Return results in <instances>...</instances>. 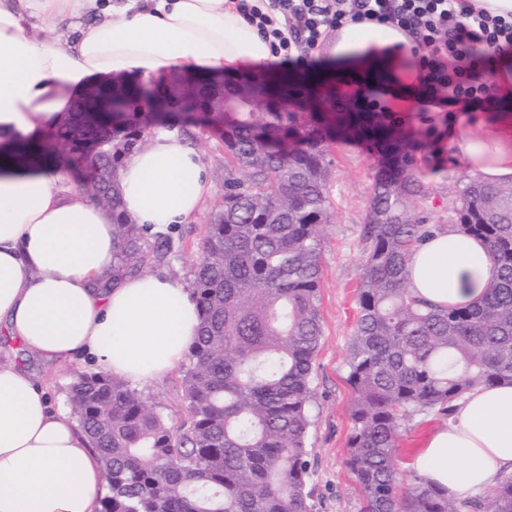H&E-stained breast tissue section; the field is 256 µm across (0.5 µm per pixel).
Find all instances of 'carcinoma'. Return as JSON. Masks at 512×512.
I'll return each instance as SVG.
<instances>
[{"mask_svg": "<svg viewBox=\"0 0 512 512\" xmlns=\"http://www.w3.org/2000/svg\"><path fill=\"white\" fill-rule=\"evenodd\" d=\"M177 71L164 84L89 87L74 110L23 158L87 166V185L112 209V277L151 274L171 252L169 230L127 222L117 181L127 155L165 124L174 107L204 120L246 180L224 179V208L208 225L188 290L199 326L182 366L187 428L174 426L129 381L78 372L72 417L98 454L108 494L100 512H316L307 489V432L314 356L322 335V239L331 224L328 144L365 139L384 154L365 224V274L348 355L354 392L347 467L363 512H512V475L489 493L451 499L419 482L398 495L396 451L412 413L449 404L475 386L512 384V181L470 176L456 208L463 233L488 248L492 273L474 305L438 308L409 288L408 259L439 229L412 219L423 178L442 170L451 112H337L273 98L243 102L222 90L224 111H207L208 92Z\"/></svg>", "mask_w": 512, "mask_h": 512, "instance_id": "1", "label": "carcinoma"}]
</instances>
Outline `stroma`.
<instances>
[{
  "instance_id": "stroma-1",
  "label": "stroma",
  "mask_w": 512,
  "mask_h": 512,
  "mask_svg": "<svg viewBox=\"0 0 512 512\" xmlns=\"http://www.w3.org/2000/svg\"><path fill=\"white\" fill-rule=\"evenodd\" d=\"M181 133L202 156L212 181V192L193 220L171 230L172 252L161 267L163 273L176 276L186 285L201 254L206 229L222 209L224 179L230 162L219 137L195 126L184 127ZM326 160L333 223L322 244L319 288L322 336L312 376L315 398L307 437L312 472L309 487L317 512H361L362 494L345 464L353 429L354 400L348 383L347 357L358 316L357 287L365 274L363 229L371 186L382 157L361 145L343 142L330 148ZM466 178V172L454 165L428 177V197L410 203L413 218L427 224L456 223L457 202ZM0 346L17 351L20 363L35 375L56 408L66 406L73 374L95 368L87 358L70 362L64 368L44 364L23 351L19 342L3 334H0ZM181 377V371H174L145 386L143 393L175 425L184 427L189 423V415ZM444 420L442 413L428 410L413 413L404 421L397 449L400 490H407L416 481L415 459Z\"/></svg>"
}]
</instances>
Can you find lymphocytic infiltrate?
Returning <instances> with one entry per match:
<instances>
[{
    "label": "lymphocytic infiltrate",
    "mask_w": 512,
    "mask_h": 512,
    "mask_svg": "<svg viewBox=\"0 0 512 512\" xmlns=\"http://www.w3.org/2000/svg\"><path fill=\"white\" fill-rule=\"evenodd\" d=\"M275 54L295 66L308 62L345 21H388L410 38L423 66L421 110L469 106L489 98L492 83L470 64L512 48V14L475 7L472 0H234Z\"/></svg>",
    "instance_id": "lymphocytic-infiltrate-1"
}]
</instances>
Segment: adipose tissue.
<instances>
[{"label":"adipose tissue","instance_id":"ef3b65f1","mask_svg":"<svg viewBox=\"0 0 512 512\" xmlns=\"http://www.w3.org/2000/svg\"><path fill=\"white\" fill-rule=\"evenodd\" d=\"M76 21L72 37L33 33ZM409 39L388 22H346L326 53L325 82L370 81L399 112L414 107L422 78ZM275 56L231 0H0V146L55 127L92 81L132 83L179 68L268 74ZM491 99L459 118L449 148L471 176L512 177V55L495 67ZM129 222L188 223L211 193L199 153L159 128L118 173ZM110 209L57 168L0 165V319L32 353L65 364L79 356L147 384L185 358L198 324L182 284L163 273L112 278ZM415 294L467 305L491 275L481 241L448 226L413 250ZM448 497L478 496L512 473V385L477 386L455 399L415 461ZM105 479L96 452L67 412L52 408L33 376L0 355V512H97Z\"/></svg>","mask_w":512,"mask_h":512}]
</instances>
